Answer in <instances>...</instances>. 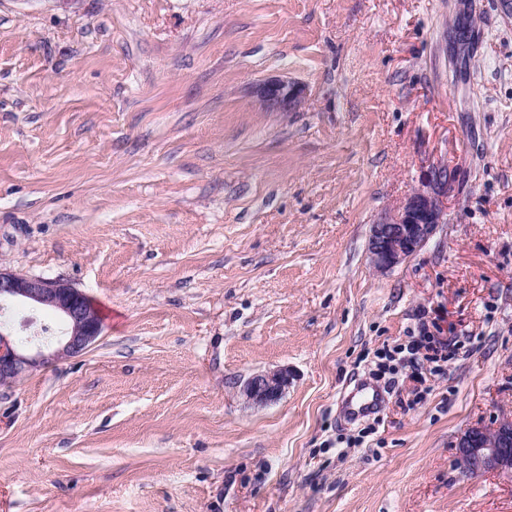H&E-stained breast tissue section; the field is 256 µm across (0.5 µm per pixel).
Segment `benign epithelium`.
I'll return each instance as SVG.
<instances>
[{"label":"benign epithelium","instance_id":"benign-epithelium-1","mask_svg":"<svg viewBox=\"0 0 512 512\" xmlns=\"http://www.w3.org/2000/svg\"><path fill=\"white\" fill-rule=\"evenodd\" d=\"M255 93L270 112H294L302 104L305 88L284 78L260 82ZM454 179L446 164L432 167L422 187L409 195L385 219L372 225L368 245L371 265L386 272L420 250L445 223L448 190ZM27 309L20 327L37 324L38 310L49 308L59 314L62 325L46 336V327L24 338L15 334L10 311ZM102 332L98 311L79 289L70 284L40 276L15 273L0 266V385L23 378L36 364V358L78 357L86 353ZM286 368L259 372L242 386L241 395L253 406L277 401L291 384ZM461 472L472 476L499 473L512 477V418H502L494 427L467 428L457 442Z\"/></svg>","mask_w":512,"mask_h":512}]
</instances>
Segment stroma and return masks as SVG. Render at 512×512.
Here are the masks:
<instances>
[{
  "label": "stroma",
  "mask_w": 512,
  "mask_h": 512,
  "mask_svg": "<svg viewBox=\"0 0 512 512\" xmlns=\"http://www.w3.org/2000/svg\"><path fill=\"white\" fill-rule=\"evenodd\" d=\"M285 77L301 107L267 111ZM439 162L445 224L376 272L372 224ZM0 265L103 323L0 386V512H512L457 467L512 416V7L0 0ZM423 330L444 373L391 362L357 442L343 395ZM255 93L270 112H294L302 104L305 88L284 78L260 82ZM291 381L292 375L288 372V368L259 372L243 384L241 395L250 405L266 406L277 401Z\"/></svg>",
  "instance_id": "obj_1"
}]
</instances>
